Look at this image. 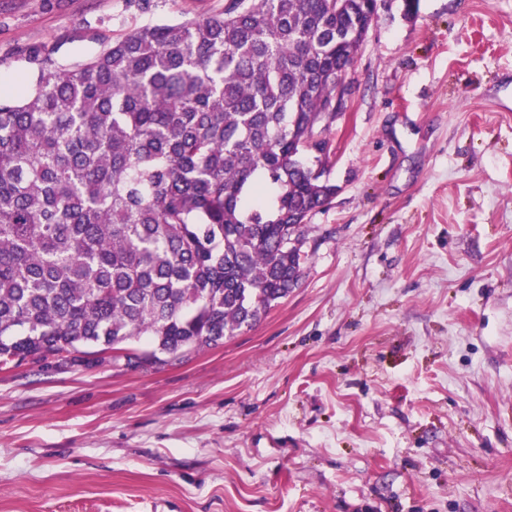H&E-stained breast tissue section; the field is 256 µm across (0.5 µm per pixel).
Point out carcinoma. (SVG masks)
I'll return each instance as SVG.
<instances>
[{
    "mask_svg": "<svg viewBox=\"0 0 512 512\" xmlns=\"http://www.w3.org/2000/svg\"><path fill=\"white\" fill-rule=\"evenodd\" d=\"M371 2L225 0L0 92V365L178 360L286 299Z\"/></svg>",
    "mask_w": 512,
    "mask_h": 512,
    "instance_id": "cac0c4a2",
    "label": "carcinoma"
}]
</instances>
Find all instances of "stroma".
<instances>
[{
	"mask_svg": "<svg viewBox=\"0 0 512 512\" xmlns=\"http://www.w3.org/2000/svg\"><path fill=\"white\" fill-rule=\"evenodd\" d=\"M224 0H0V85ZM302 276L182 361L0 369V512H512V0H378Z\"/></svg>",
	"mask_w": 512,
	"mask_h": 512,
	"instance_id": "obj_1",
	"label": "stroma"
}]
</instances>
